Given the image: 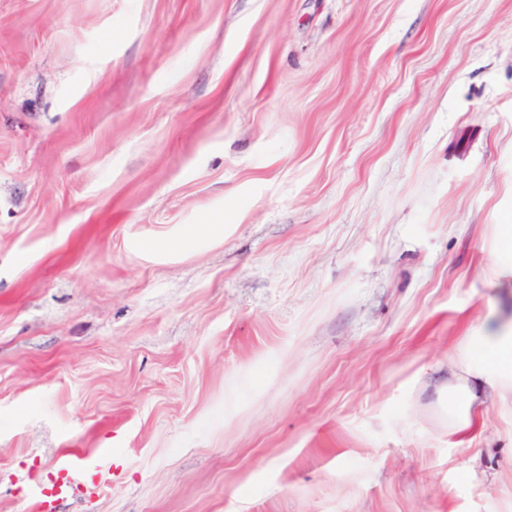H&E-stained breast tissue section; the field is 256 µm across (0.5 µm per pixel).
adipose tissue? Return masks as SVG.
<instances>
[{
	"instance_id": "ef3b65f1",
	"label": "adipose tissue",
	"mask_w": 512,
	"mask_h": 512,
	"mask_svg": "<svg viewBox=\"0 0 512 512\" xmlns=\"http://www.w3.org/2000/svg\"><path fill=\"white\" fill-rule=\"evenodd\" d=\"M512 390V333L471 336L448 356V379L432 390L448 420V432L468 431L491 395Z\"/></svg>"
}]
</instances>
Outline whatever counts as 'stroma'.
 I'll return each instance as SVG.
<instances>
[{
	"instance_id": "35a3bbf8",
	"label": "stroma",
	"mask_w": 512,
	"mask_h": 512,
	"mask_svg": "<svg viewBox=\"0 0 512 512\" xmlns=\"http://www.w3.org/2000/svg\"><path fill=\"white\" fill-rule=\"evenodd\" d=\"M512 0H0V512H512ZM512 391V332L469 336L448 355V379L432 390L448 420L450 436L468 431L492 394ZM119 465L107 454L90 457L82 448H64L46 474L45 480L28 489L35 512H61L60 502L80 499L92 490L100 489L105 476Z\"/></svg>"
}]
</instances>
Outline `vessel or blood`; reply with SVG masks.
I'll return each mask as SVG.
<instances>
[{"mask_svg": "<svg viewBox=\"0 0 512 512\" xmlns=\"http://www.w3.org/2000/svg\"><path fill=\"white\" fill-rule=\"evenodd\" d=\"M117 468L113 456L93 458L80 448L63 449L45 480L28 489L35 512H60V502L82 498L101 488L106 475Z\"/></svg>", "mask_w": 512, "mask_h": 512, "instance_id": "b4317fda", "label": "vessel or blood"}]
</instances>
